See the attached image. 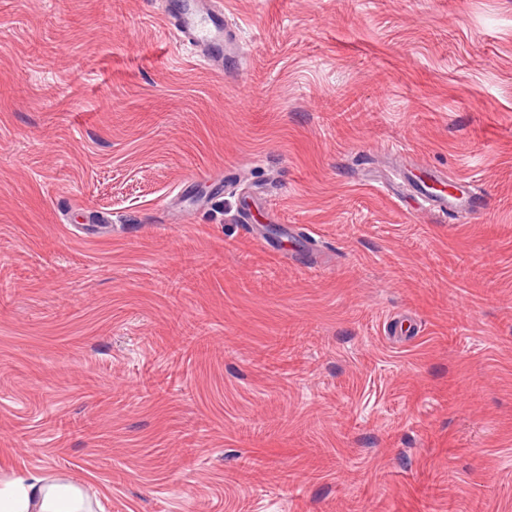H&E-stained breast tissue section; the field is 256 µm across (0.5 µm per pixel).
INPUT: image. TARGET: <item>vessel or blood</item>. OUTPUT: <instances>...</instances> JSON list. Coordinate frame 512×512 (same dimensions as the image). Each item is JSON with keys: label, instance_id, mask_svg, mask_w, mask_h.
Instances as JSON below:
<instances>
[{"label": "vessel or blood", "instance_id": "vessel-or-blood-1", "mask_svg": "<svg viewBox=\"0 0 512 512\" xmlns=\"http://www.w3.org/2000/svg\"><path fill=\"white\" fill-rule=\"evenodd\" d=\"M165 25L175 42L198 49L201 62L211 67L221 66L227 48L236 42V33L223 11L206 9L202 0H173ZM412 187L416 197L442 214L484 207L483 199L472 192L465 179L449 185L441 175L432 172L414 179Z\"/></svg>", "mask_w": 512, "mask_h": 512}]
</instances>
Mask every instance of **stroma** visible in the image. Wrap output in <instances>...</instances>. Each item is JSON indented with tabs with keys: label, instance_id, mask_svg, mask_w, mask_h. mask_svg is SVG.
<instances>
[{
	"label": "stroma",
	"instance_id": "35a3bbf8",
	"mask_svg": "<svg viewBox=\"0 0 512 512\" xmlns=\"http://www.w3.org/2000/svg\"><path fill=\"white\" fill-rule=\"evenodd\" d=\"M223 3L216 70L158 0H0V482L512 512V0ZM398 163L487 206L381 192Z\"/></svg>",
	"mask_w": 512,
	"mask_h": 512
}]
</instances>
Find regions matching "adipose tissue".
<instances>
[{
	"label": "adipose tissue",
	"mask_w": 512,
	"mask_h": 512,
	"mask_svg": "<svg viewBox=\"0 0 512 512\" xmlns=\"http://www.w3.org/2000/svg\"><path fill=\"white\" fill-rule=\"evenodd\" d=\"M87 498L78 485L32 476L0 489V512H87Z\"/></svg>",
	"instance_id": "ef3b65f1"
}]
</instances>
